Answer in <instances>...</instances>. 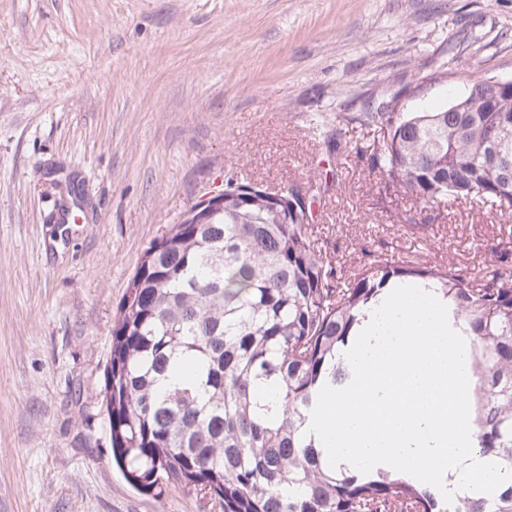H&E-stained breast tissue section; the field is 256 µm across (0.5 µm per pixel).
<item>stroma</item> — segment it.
Instances as JSON below:
<instances>
[{"instance_id":"obj_1","label":"stroma","mask_w":512,"mask_h":512,"mask_svg":"<svg viewBox=\"0 0 512 512\" xmlns=\"http://www.w3.org/2000/svg\"><path fill=\"white\" fill-rule=\"evenodd\" d=\"M461 67L512 78V0H0V512H218L125 480L101 389L144 251L227 177L333 171L314 237L348 268L496 269L512 217L458 200L412 235L338 120L448 106Z\"/></svg>"}]
</instances>
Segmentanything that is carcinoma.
<instances>
[{"label": "carcinoma", "instance_id": "cac0c4a2", "mask_svg": "<svg viewBox=\"0 0 512 512\" xmlns=\"http://www.w3.org/2000/svg\"><path fill=\"white\" fill-rule=\"evenodd\" d=\"M470 111L360 112L387 129L359 148L385 187L435 210L468 200L512 214V91L458 68ZM307 210L224 183L209 224H172L144 251L119 305L104 368L112 462L142 493L180 483L220 512H512V480L452 504L430 485L377 469L331 468L305 435L324 384L346 386L341 357L391 285L431 282L471 352L475 447L512 470V254L485 283L452 263L381 255L354 272L313 239L327 186Z\"/></svg>", "mask_w": 512, "mask_h": 512}]
</instances>
